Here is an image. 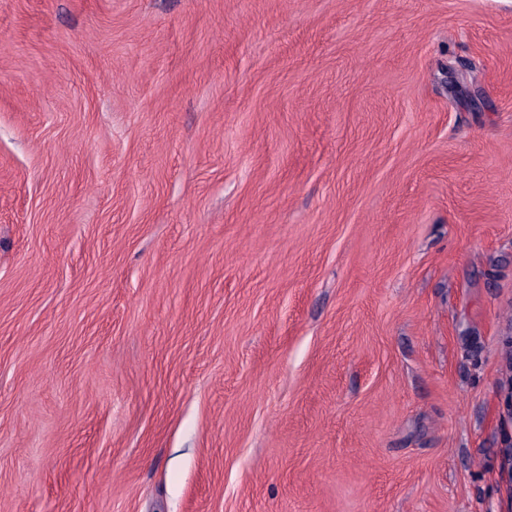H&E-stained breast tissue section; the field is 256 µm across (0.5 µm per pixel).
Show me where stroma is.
<instances>
[{
	"label": "stroma",
	"instance_id": "35a3bbf8",
	"mask_svg": "<svg viewBox=\"0 0 512 512\" xmlns=\"http://www.w3.org/2000/svg\"><path fill=\"white\" fill-rule=\"evenodd\" d=\"M511 334L512 0H0V512H512ZM504 408L502 419L510 429L504 433L501 450V472L504 479L512 487V375L510 374L503 386Z\"/></svg>",
	"mask_w": 512,
	"mask_h": 512
}]
</instances>
